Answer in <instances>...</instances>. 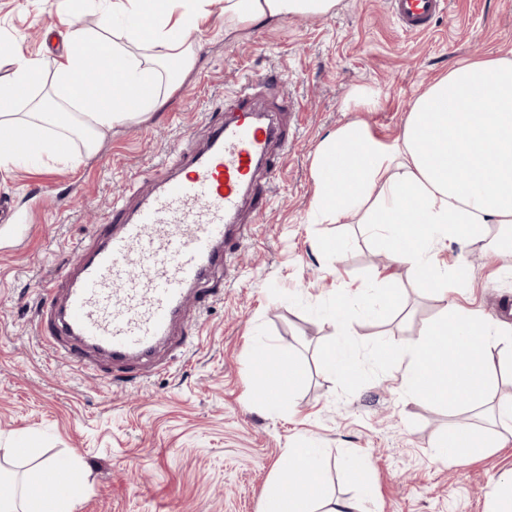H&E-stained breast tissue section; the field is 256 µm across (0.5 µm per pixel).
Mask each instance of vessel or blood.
<instances>
[{
	"label": "vessel or blood",
	"instance_id": "b4317fda",
	"mask_svg": "<svg viewBox=\"0 0 512 512\" xmlns=\"http://www.w3.org/2000/svg\"><path fill=\"white\" fill-rule=\"evenodd\" d=\"M400 27L429 31L446 0H388ZM261 81L248 79L208 149L180 157L179 173L161 179L135 213H120L113 226L94 235L64 308L56 290L44 286L39 336L61 362L95 351L112 365L148 361L167 340L196 283L215 263L243 203L259 208L263 177L275 176L272 142L284 141L281 126L258 118L253 96Z\"/></svg>",
	"mask_w": 512,
	"mask_h": 512
}]
</instances>
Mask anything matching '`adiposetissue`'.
<instances>
[{"label": "adipose tissue", "instance_id": "1", "mask_svg": "<svg viewBox=\"0 0 512 512\" xmlns=\"http://www.w3.org/2000/svg\"><path fill=\"white\" fill-rule=\"evenodd\" d=\"M341 0H110L101 28L125 19L118 40L70 27L66 51L55 62L53 86L62 104L49 112L32 91L43 82L41 59L18 63L0 83V168L52 161L72 166L82 158L75 140L94 148L115 125L137 118L161 98L162 79L187 72L202 33L200 21L220 5L224 33L252 23L274 24L302 16L328 17ZM98 76L88 79V66ZM489 155L477 179L459 177L475 154ZM311 208L335 224L350 213L382 232L395 261L409 277L435 290L447 306L443 316L410 345L402 373L409 398L447 405L449 390L488 404L492 415L512 424V396L493 386L512 337L454 302L446 272L435 259L440 241L481 244L489 225L512 227V59L473 57L449 64L413 101L402 138L392 145L374 139L361 121L337 129L318 149L312 167ZM487 440L467 425L451 426L435 445L447 459L476 454ZM287 477L276 480L264 512H351L320 487L323 457L315 446L288 449ZM65 480L51 499L38 492L45 471ZM0 512H74L85 488L82 465L45 459L33 469L7 473Z\"/></svg>", "mask_w": 512, "mask_h": 512}]
</instances>
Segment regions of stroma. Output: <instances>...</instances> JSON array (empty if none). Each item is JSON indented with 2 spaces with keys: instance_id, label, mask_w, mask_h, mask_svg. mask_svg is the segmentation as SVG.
<instances>
[{
  "instance_id": "1",
  "label": "stroma",
  "mask_w": 512,
  "mask_h": 512,
  "mask_svg": "<svg viewBox=\"0 0 512 512\" xmlns=\"http://www.w3.org/2000/svg\"><path fill=\"white\" fill-rule=\"evenodd\" d=\"M105 0H0V80L18 58L53 68L69 25L93 31ZM195 47L196 64L141 121L119 125L82 165L0 169V449L31 440L41 457L78 459L87 490L75 512H262L285 451L306 440L323 448L324 483L355 512H489L512 472V427L480 414L473 423L499 445L479 456L434 458L453 422L444 406L407 397L401 374L409 346L439 319L445 303L407 279L382 239L359 215L338 224L311 214L318 145L346 123L364 122L379 141L401 135L411 100L451 62L512 51V0H450L427 33L404 32L387 0H342L330 17L247 25L224 36L212 13ZM275 70L280 84L256 94L273 109L287 143H274L281 173L266 210L244 209L204 285L213 296L191 305L171 329L205 336L196 347L160 348V368H118L88 354L59 365L36 333L44 283L62 263L77 264L91 228L114 206L134 209L139 186L172 174L181 153L205 151L248 74ZM369 96L368 110L356 101ZM496 233L483 247L438 245L448 274H461L460 304L482 319L512 297V268L499 261ZM397 292L394 306L366 311L365 296ZM347 298L351 376L326 364L340 336L329 313ZM292 355L304 380L269 412L253 367L257 349ZM396 359L383 356V349ZM353 452L367 466L373 499L333 461Z\"/></svg>"
}]
</instances>
